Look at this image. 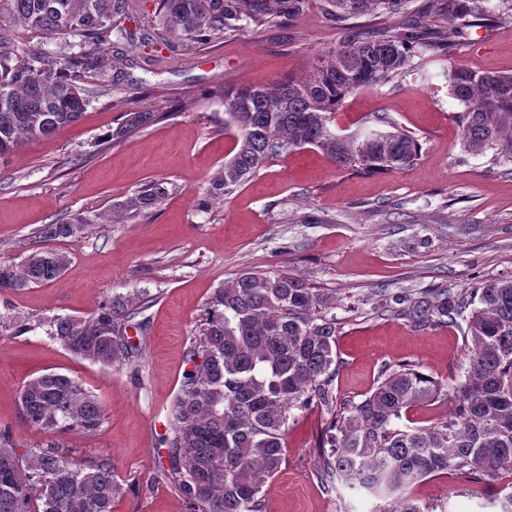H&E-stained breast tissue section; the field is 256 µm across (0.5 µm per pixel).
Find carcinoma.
I'll return each mask as SVG.
<instances>
[{"label": "carcinoma", "mask_w": 512, "mask_h": 512, "mask_svg": "<svg viewBox=\"0 0 512 512\" xmlns=\"http://www.w3.org/2000/svg\"><path fill=\"white\" fill-rule=\"evenodd\" d=\"M133 0H0V157L22 142L45 139L81 119L89 103L78 81L112 72V35L147 46L174 38L188 54L215 35L257 30L298 16L311 0H160L144 26L131 30ZM411 0H320L322 12L343 34L325 59L301 78L269 84L226 86L224 130L232 146L224 165L197 199L207 211L270 161L304 149L319 150L342 170L365 174L405 171L421 158L409 131L374 115L351 135L332 122L353 93L402 78L415 57L452 52L446 29L459 35L472 19L489 14L485 0H423L415 13L430 22L433 39L419 42L392 19ZM377 26L351 24L364 15ZM46 39L79 37L80 48L64 56L30 44L24 32ZM448 96L461 144L472 156L493 151L512 161V72H478L461 63L448 69ZM156 119L129 111L105 135L121 142ZM173 193L165 181H150L112 205V222L124 224L159 208ZM88 220L63 217L37 234L47 240L76 239ZM67 254L40 249L19 264H0V290L22 291L58 278ZM155 297L146 290L104 300L88 318L56 315L48 336L71 353L102 368H120L134 352L126 328H142ZM335 299L286 271L246 270L215 290L191 348L173 399L170 434L161 474L176 485L187 512H262L264 481L281 469L290 410L316 405L332 415L331 451L319 471L327 489L344 486L368 493L372 512H434L415 489L431 477L474 476L494 489L496 512H512V278L486 282L469 301L433 292V302L411 312L426 320L464 316L468 366L455 387L413 365L383 375L358 403L336 410L332 377L336 364ZM450 400L448 419L418 425L414 409ZM20 415L50 434L94 433L104 409L73 378L35 377L20 389ZM124 493L107 459L72 465L58 445L18 450L10 431L0 433V512H112Z\"/></svg>", "instance_id": "carcinoma-1"}]
</instances>
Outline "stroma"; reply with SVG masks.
I'll list each match as a JSON object with an SVG mask.
<instances>
[{
  "label": "stroma",
  "instance_id": "stroma-1",
  "mask_svg": "<svg viewBox=\"0 0 512 512\" xmlns=\"http://www.w3.org/2000/svg\"><path fill=\"white\" fill-rule=\"evenodd\" d=\"M340 40L313 4L259 31L216 36L190 55L113 41L122 64L109 77L83 81L90 100L83 118L0 157V263L49 247L70 259L46 285L0 292V429L20 448L56 442L79 461L110 459L126 489L113 512H186L159 473L161 439L205 304L240 270H285L335 291L337 406L359 402L382 373L402 364L451 385L464 378V321L436 323L404 307L429 300L434 288L456 296L512 278V162L463 152L447 77L454 62L511 71V24L468 29L452 58L414 60L402 80L356 92L337 113L332 127L341 135L374 113L411 131L422 146L412 168L366 175L307 149L271 161L208 212L196 208L231 147L224 103L208 90L301 75ZM129 110L161 118L123 142L105 143ZM151 180L177 191L135 221H104L112 204ZM78 214L91 219L78 239L39 238L42 225ZM142 289L157 301L143 328L129 329L138 355L123 368L106 371L80 359L41 325L57 314L89 316L106 298ZM17 321L29 331L16 333ZM45 373L74 378L97 397L105 416L95 433L50 435L21 421L19 391ZM329 419L322 408L291 409L285 461L262 487V512H370L371 502L322 484L317 445ZM479 489L441 475L416 495L439 512H487Z\"/></svg>",
  "mask_w": 512,
  "mask_h": 512
}]
</instances>
